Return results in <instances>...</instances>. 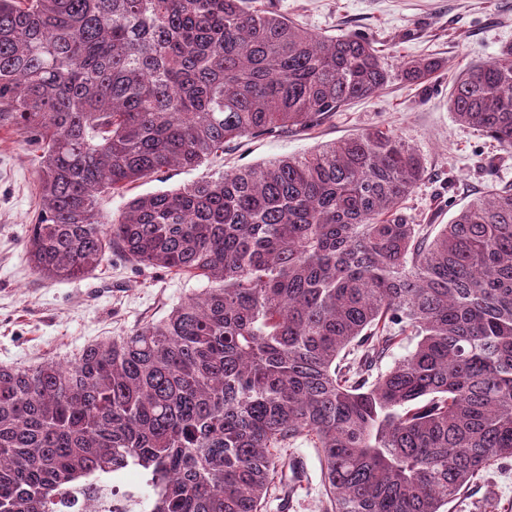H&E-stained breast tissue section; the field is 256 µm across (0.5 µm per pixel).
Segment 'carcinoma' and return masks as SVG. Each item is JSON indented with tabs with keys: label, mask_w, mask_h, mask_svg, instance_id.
Returning a JSON list of instances; mask_svg holds the SVG:
<instances>
[{
	"label": "carcinoma",
	"mask_w": 512,
	"mask_h": 512,
	"mask_svg": "<svg viewBox=\"0 0 512 512\" xmlns=\"http://www.w3.org/2000/svg\"><path fill=\"white\" fill-rule=\"evenodd\" d=\"M444 67L409 59L401 78ZM389 80L367 38L256 0H0V129L41 151L35 272L77 279L119 252L207 281L72 362L0 365V512H53L130 467L142 512H261L300 438L325 512H445L512 462V185L414 224L425 161L374 128L101 208ZM448 107L511 152L512 43L463 69Z\"/></svg>",
	"instance_id": "cac0c4a2"
}]
</instances>
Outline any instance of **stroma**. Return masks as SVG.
Instances as JSON below:
<instances>
[{
  "label": "stroma",
  "instance_id": "obj_1",
  "mask_svg": "<svg viewBox=\"0 0 512 512\" xmlns=\"http://www.w3.org/2000/svg\"><path fill=\"white\" fill-rule=\"evenodd\" d=\"M274 9L324 35L363 34L376 41L391 82L375 97L352 103L320 126L276 136L247 137L224 147L197 169L173 168L137 183L131 196L183 187L205 176L299 156L317 145L373 127L390 129L415 147L426 171L407 213L418 224H445L491 185L512 184V153L458 123L448 109L456 75L492 60L512 42V0H271ZM434 55L446 66L424 85L401 81L404 61ZM37 146L0 130V364L67 361L83 347L123 336L163 319L173 306L204 287L188 274L156 271L113 255L90 275L46 281L33 270L24 242L39 209ZM129 195V196H130ZM300 476L276 472L263 512H324L319 453L306 440L287 449ZM512 512V466L495 467L447 506L448 512Z\"/></svg>",
  "mask_w": 512,
  "mask_h": 512
}]
</instances>
